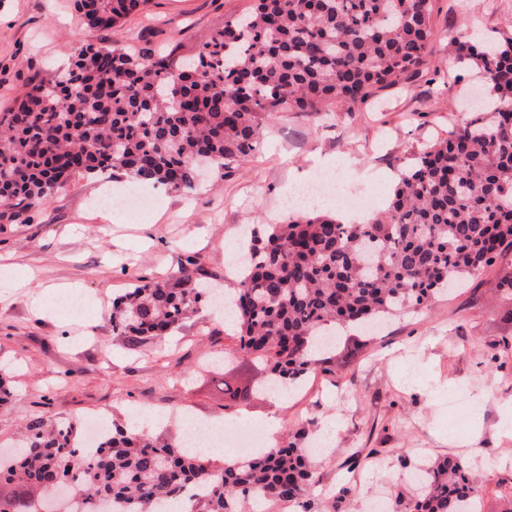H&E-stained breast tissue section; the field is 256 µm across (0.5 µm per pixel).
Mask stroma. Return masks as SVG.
<instances>
[{"label":"stroma","mask_w":512,"mask_h":512,"mask_svg":"<svg viewBox=\"0 0 512 512\" xmlns=\"http://www.w3.org/2000/svg\"><path fill=\"white\" fill-rule=\"evenodd\" d=\"M251 4L149 0L143 15L100 31L86 25L75 0H0V112L31 82L70 66L78 44L124 45L134 31L142 44L191 57L229 15ZM436 6L429 66L463 77L448 95L430 96L422 76L349 110L328 103V122L307 112L281 113L253 158L208 173L189 193L153 189L148 229L132 212L104 222L93 205L101 191L95 176L73 181L36 209L30 223L0 224V265L15 276L0 278V374L16 392L0 407V447L15 442L37 416L50 430L65 422L80 429L85 418L102 413L109 425L129 429L145 410L163 416L149 434L175 443L177 415L187 411L303 448L322 439L328 448L318 470L322 492L335 487L355 449H382L383 465L362 464L346 512H367L368 503L388 493L413 497L412 482L394 465L398 454L418 465L464 450L493 460L483 503L485 512H499L492 486L512 478V437L501 433L503 410L512 403V357L498 349L512 344V296L490 290L500 266L465 279L428 310L387 318L373 336L356 331L343 338L335 371L311 374L284 403L260 393L242 408L225 409L224 377L245 384L262 373L243 359L230 373L220 365L201 368L224 349V312L215 306L199 307L165 347L132 346L112 334V301L139 278H165L196 256L202 281L223 283L228 241L241 227L282 223L284 196L316 174L335 175L341 193L373 196V212L386 207L401 174L444 136L449 118L480 83L469 62L449 49V35L467 25L476 38L512 18V0H496L490 11L474 9L473 0H437ZM69 290L78 294L83 314L33 312L32 297ZM273 417L274 433L267 427Z\"/></svg>","instance_id":"stroma-1"}]
</instances>
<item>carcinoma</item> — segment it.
Listing matches in <instances>:
<instances>
[{"instance_id": "cac0c4a2", "label": "carcinoma", "mask_w": 512, "mask_h": 512, "mask_svg": "<svg viewBox=\"0 0 512 512\" xmlns=\"http://www.w3.org/2000/svg\"><path fill=\"white\" fill-rule=\"evenodd\" d=\"M435 0H254L224 20L186 65L148 48L83 44L71 66L33 84L0 112V220L31 212L76 177L128 172L173 192L194 190L201 165L255 156L269 120L318 113L331 100L363 102L373 90L422 73L436 31ZM147 0H77L85 23L108 31ZM497 97L438 139L402 174L385 209L362 224L329 210L290 212L251 234L229 295L234 330L224 349L264 366L288 387L331 364L318 336L420 312L453 279L512 258V19L486 42L451 39ZM187 260L162 280L139 279L113 300L112 333L133 345L179 329L212 302ZM260 386L224 379L227 407ZM74 425L45 431L29 420L18 450L0 455V512H167L199 496L196 512H246L254 501L313 512L316 464L290 442L217 464L146 432L121 429L87 447ZM478 462L448 454L411 471L414 499L387 512H481Z\"/></svg>"}]
</instances>
